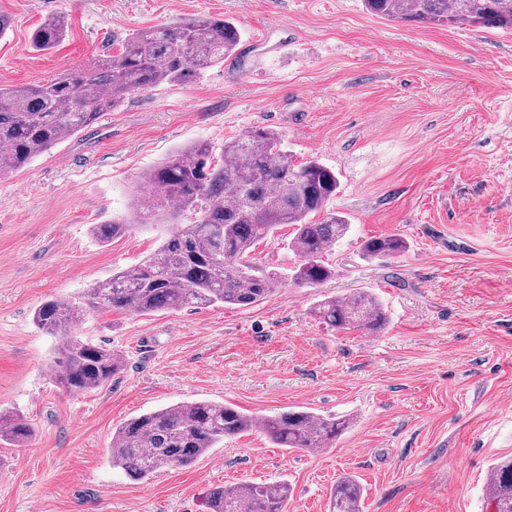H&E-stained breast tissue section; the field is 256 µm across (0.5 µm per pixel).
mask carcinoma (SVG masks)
<instances>
[{
    "label": "carcinoma",
    "mask_w": 512,
    "mask_h": 512,
    "mask_svg": "<svg viewBox=\"0 0 512 512\" xmlns=\"http://www.w3.org/2000/svg\"><path fill=\"white\" fill-rule=\"evenodd\" d=\"M380 18L435 25L460 22L512 31V0H363ZM68 18L46 19L31 36L35 51H49L66 36ZM241 39L234 22L193 18L134 30L119 52L106 55L37 86L0 84V175L21 170L64 138L94 124L101 113L118 108L136 91L162 84H189L211 66L224 62ZM152 210L175 208L194 215L174 227L162 246L143 262L118 271L88 289L100 309L143 315L183 307L224 303L253 305L280 286L314 288L332 278L323 252L343 239L350 224L326 211L339 179L315 159L296 164L283 136L256 128L224 143L215 157L209 143L178 149L143 176ZM282 224L295 226L292 249L301 263L281 273L254 261L258 242ZM130 225L95 224L92 235L109 243ZM398 235L363 243L369 256L405 251ZM324 323L338 330L375 331L386 321L381 301L366 291L345 298L327 297L316 306ZM83 308L50 299L34 312L43 331L64 336L57 382L71 392H92L123 367L111 348L90 339L70 338ZM349 426V420L306 410L260 419L231 405L208 401L181 403L132 418L112 434V465L131 478L147 481L164 468L187 467L224 440L260 429L279 448H323ZM31 424L21 416L0 414V441L29 443ZM286 483H241L210 493L211 512H287ZM363 489L352 477L340 479L330 494L331 512H361ZM488 500L493 512H512V459L489 470Z\"/></svg>",
    "instance_id": "cac0c4a2"
}]
</instances>
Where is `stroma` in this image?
<instances>
[{
	"instance_id": "stroma-1",
	"label": "stroma",
	"mask_w": 512,
	"mask_h": 512,
	"mask_svg": "<svg viewBox=\"0 0 512 512\" xmlns=\"http://www.w3.org/2000/svg\"><path fill=\"white\" fill-rule=\"evenodd\" d=\"M0 14V83L18 87L115 52L137 29L216 17L241 30L198 81L128 95L0 176V411L35 431L22 447L0 442V512H208L210 490L244 481L288 484V512H330L343 476L362 484V512H493L489 468L512 457V31L383 19L362 0H0ZM59 14L63 42L33 50V31ZM255 127L280 132L294 162L336 171L326 208L350 231L322 256L335 276L243 308L87 309L76 335L125 366L89 393L59 386V339L35 308L84 305L95 282L158 248L162 229L134 222L146 170ZM113 221L131 228L98 244L92 225ZM292 233L280 226L257 260L299 264ZM389 234L407 251L363 255L364 240ZM360 290L382 301L381 331L315 315ZM193 401L354 423L317 451L255 429L146 483L112 467L123 423Z\"/></svg>"
}]
</instances>
